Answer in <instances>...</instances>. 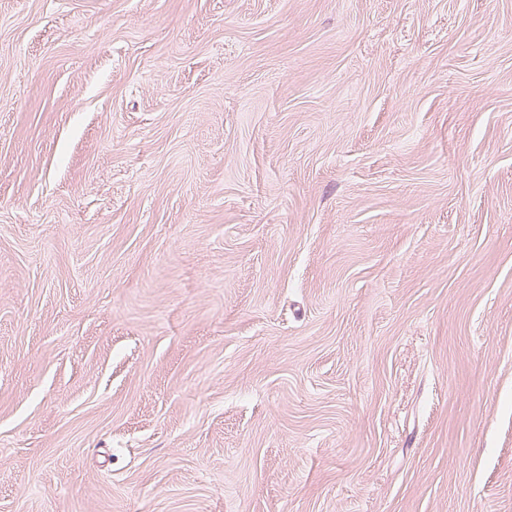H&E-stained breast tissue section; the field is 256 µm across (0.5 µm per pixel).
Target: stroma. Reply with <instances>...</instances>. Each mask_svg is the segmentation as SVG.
<instances>
[{
  "label": "stroma",
  "mask_w": 512,
  "mask_h": 512,
  "mask_svg": "<svg viewBox=\"0 0 512 512\" xmlns=\"http://www.w3.org/2000/svg\"><path fill=\"white\" fill-rule=\"evenodd\" d=\"M0 512H512V0H0Z\"/></svg>",
  "instance_id": "obj_1"
}]
</instances>
